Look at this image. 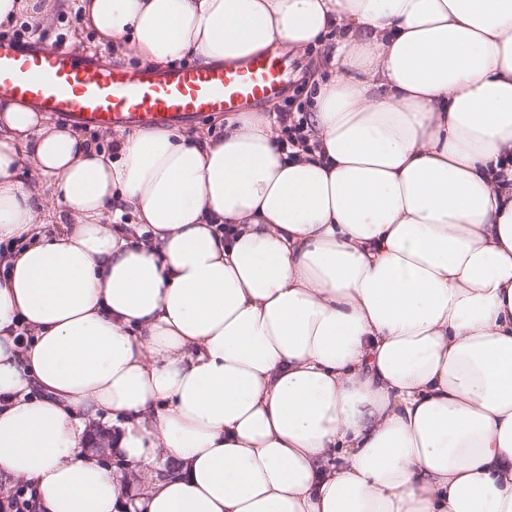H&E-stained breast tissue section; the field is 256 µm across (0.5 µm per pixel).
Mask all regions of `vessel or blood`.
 Segmentation results:
<instances>
[{"label": "vessel or blood", "mask_w": 512, "mask_h": 512, "mask_svg": "<svg viewBox=\"0 0 512 512\" xmlns=\"http://www.w3.org/2000/svg\"><path fill=\"white\" fill-rule=\"evenodd\" d=\"M284 75V63L273 53L160 71L103 64L64 44L0 40V92L81 126H168L234 112L277 95Z\"/></svg>", "instance_id": "vessel-or-blood-1"}]
</instances>
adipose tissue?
Instances as JSON below:
<instances>
[{"label":"adipose tissue","instance_id":"ef3b65f1","mask_svg":"<svg viewBox=\"0 0 512 512\" xmlns=\"http://www.w3.org/2000/svg\"><path fill=\"white\" fill-rule=\"evenodd\" d=\"M78 2L148 64L325 41L333 73L291 158L262 112L105 150L0 95V479L41 512H512V0Z\"/></svg>","mask_w":512,"mask_h":512}]
</instances>
